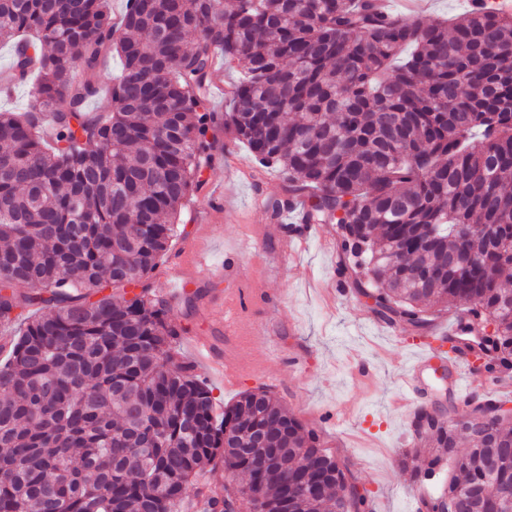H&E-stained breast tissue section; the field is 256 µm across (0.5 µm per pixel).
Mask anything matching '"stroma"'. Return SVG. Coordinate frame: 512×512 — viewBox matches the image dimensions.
Instances as JSON below:
<instances>
[{
	"label": "stroma",
	"mask_w": 512,
	"mask_h": 512,
	"mask_svg": "<svg viewBox=\"0 0 512 512\" xmlns=\"http://www.w3.org/2000/svg\"><path fill=\"white\" fill-rule=\"evenodd\" d=\"M199 179L211 208L202 212L196 202L186 205L179 235L148 284L168 300L185 284L187 301L172 309V318L188 335L210 338L233 354L240 380L227 385L213 378L189 344L178 343L179 352L193 362L217 407L244 392L266 390L318 434L349 481L374 503V512H416L407 492L415 480L401 465L415 436L398 377L423 337L408 329L404 342H397L355 291L335 304L326 302L319 283L347 280L339 270L334 225H322L296 262L284 260L289 225L272 218L269 203L289 202L292 195L284 175L260 168L245 143L219 135L214 160ZM176 265L182 268L178 279L168 275ZM212 294L240 297L242 329L265 327L275 347L256 342L243 348L225 337L216 325L217 310L205 306ZM359 360L371 366V377L354 378Z\"/></svg>",
	"instance_id": "35a3bbf8"
}]
</instances>
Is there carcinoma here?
I'll use <instances>...</instances> for the list:
<instances>
[{
    "instance_id": "obj_1",
    "label": "carcinoma",
    "mask_w": 512,
    "mask_h": 512,
    "mask_svg": "<svg viewBox=\"0 0 512 512\" xmlns=\"http://www.w3.org/2000/svg\"><path fill=\"white\" fill-rule=\"evenodd\" d=\"M0 512H361L336 456L266 391L223 416L146 280L227 128L288 176L306 219L336 225L352 287L422 333L448 302L495 323L512 361V15L399 20L372 0H0ZM232 110L208 106L214 51ZM122 62L101 79L104 56ZM81 62L76 79L74 63ZM105 92L112 107L91 113ZM29 292L20 293L17 286ZM115 289L105 295L103 289ZM412 449L450 471L426 512H512V427L473 409ZM242 474L246 485L212 481ZM466 492L468 498L458 495ZM33 82L15 85L9 91L1 93V110H22L27 106L28 99L31 96Z\"/></svg>"
}]
</instances>
